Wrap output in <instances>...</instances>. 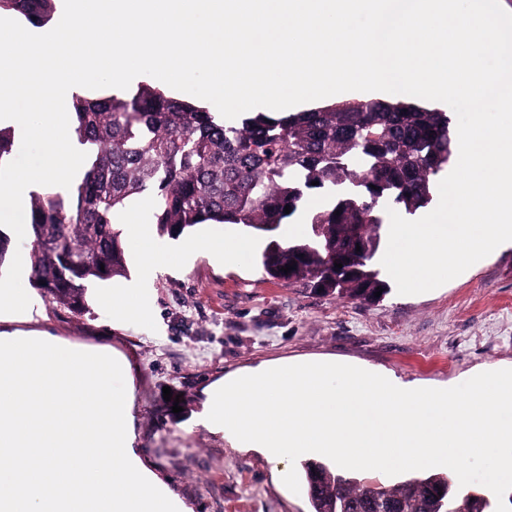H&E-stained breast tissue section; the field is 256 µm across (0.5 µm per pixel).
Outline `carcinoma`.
Here are the masks:
<instances>
[{"label": "carcinoma", "mask_w": 512, "mask_h": 512, "mask_svg": "<svg viewBox=\"0 0 512 512\" xmlns=\"http://www.w3.org/2000/svg\"><path fill=\"white\" fill-rule=\"evenodd\" d=\"M53 3L0 0V14L42 24ZM74 114L77 139L89 145L82 176L68 190L30 194L27 236L34 287L76 314L86 311L89 289L126 273L119 217L136 198L151 204L160 236L238 225L268 240L261 265L269 277L372 301L377 288L389 289L376 264L386 208L413 215L427 207L436 177L454 163L451 116L402 100L246 112L226 125L143 85L120 97H78ZM315 191L327 203L309 214L307 231L279 240ZM292 262L295 269L280 271ZM305 482L310 512H493L488 496L457 493L439 473L375 486L308 462Z\"/></svg>", "instance_id": "cac0c4a2"}]
</instances>
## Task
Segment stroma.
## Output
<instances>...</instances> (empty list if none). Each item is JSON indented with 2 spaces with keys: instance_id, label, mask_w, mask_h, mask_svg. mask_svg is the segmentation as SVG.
<instances>
[{
  "instance_id": "stroma-1",
  "label": "stroma",
  "mask_w": 512,
  "mask_h": 512,
  "mask_svg": "<svg viewBox=\"0 0 512 512\" xmlns=\"http://www.w3.org/2000/svg\"><path fill=\"white\" fill-rule=\"evenodd\" d=\"M124 251L126 275L90 289L87 313L39 293L31 316L2 317L0 331L121 353L134 450L189 512H309L306 493L282 482L287 464L200 425L205 388L230 374L333 360L449 388L484 369L512 368V245L430 292L392 291L364 304L271 280L255 256L233 266L199 250L155 274L148 314L116 325L99 296L139 278L137 253L129 244ZM167 389L180 413L165 401Z\"/></svg>"
}]
</instances>
